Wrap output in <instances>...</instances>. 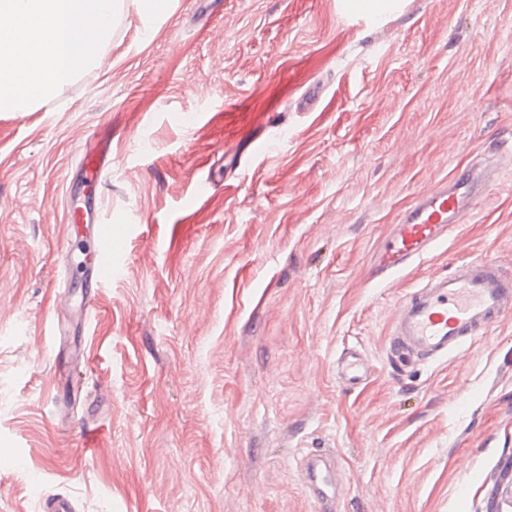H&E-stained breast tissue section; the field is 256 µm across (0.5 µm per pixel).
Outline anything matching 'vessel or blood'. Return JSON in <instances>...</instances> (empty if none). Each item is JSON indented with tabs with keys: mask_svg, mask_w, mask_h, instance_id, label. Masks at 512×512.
<instances>
[{
	"mask_svg": "<svg viewBox=\"0 0 512 512\" xmlns=\"http://www.w3.org/2000/svg\"><path fill=\"white\" fill-rule=\"evenodd\" d=\"M512 166V144L500 142L450 179L421 193L404 209L378 252L374 274L387 278L421 259L462 223L484 190L495 184L504 168ZM71 226L75 235L90 239L83 264L97 286L117 278L126 260L114 240L111 221L95 222L94 215L74 204ZM512 312V274L495 262L474 259L454 271L432 277L422 290L398 307L389 352L396 358L441 360L476 340L494 320Z\"/></svg>",
	"mask_w": 512,
	"mask_h": 512,
	"instance_id": "vessel-or-blood-1",
	"label": "vessel or blood"
}]
</instances>
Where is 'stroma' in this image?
<instances>
[{"label": "stroma", "instance_id": "1", "mask_svg": "<svg viewBox=\"0 0 512 512\" xmlns=\"http://www.w3.org/2000/svg\"><path fill=\"white\" fill-rule=\"evenodd\" d=\"M222 2L173 0L148 34L127 13L101 66L0 112V512L50 493L76 512H497L512 313L440 361L388 347L430 278L512 273V169L422 260L384 281L371 264L420 191L512 140V0H361L381 31L336 0ZM256 132L266 155L244 150ZM88 154L127 253L89 312L63 222ZM311 451L334 498L309 489Z\"/></svg>", "mask_w": 512, "mask_h": 512}]
</instances>
